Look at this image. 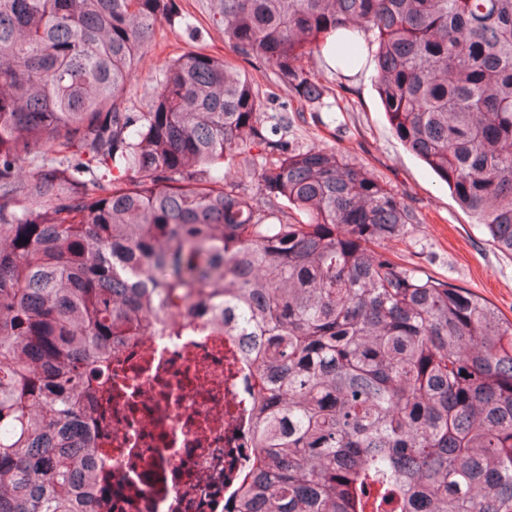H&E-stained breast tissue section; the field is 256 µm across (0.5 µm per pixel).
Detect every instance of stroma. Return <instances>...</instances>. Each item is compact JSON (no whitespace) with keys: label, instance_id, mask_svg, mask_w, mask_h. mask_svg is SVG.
Segmentation results:
<instances>
[{"label":"stroma","instance_id":"1","mask_svg":"<svg viewBox=\"0 0 512 512\" xmlns=\"http://www.w3.org/2000/svg\"><path fill=\"white\" fill-rule=\"evenodd\" d=\"M176 5L202 37L189 40L180 27L165 23L157 28L154 49L140 59L138 78L127 87L126 105L131 111H146L155 77L172 57L202 47L220 57L233 56L223 34L211 27L205 0H176ZM302 64L324 85L327 100H339L343 110L332 124L324 112L293 113L286 135L289 147L336 150L401 195L418 222L409 227L404 241L393 243V251L421 272L480 295L512 320V259L489 244L447 186L393 135L372 80L373 69L345 77L314 53Z\"/></svg>","mask_w":512,"mask_h":512}]
</instances>
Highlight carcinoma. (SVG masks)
Masks as SVG:
<instances>
[{
	"label": "carcinoma",
	"instance_id": "cac0c4a2",
	"mask_svg": "<svg viewBox=\"0 0 512 512\" xmlns=\"http://www.w3.org/2000/svg\"><path fill=\"white\" fill-rule=\"evenodd\" d=\"M207 9L281 111L204 50L128 110L157 27L187 24L175 0H0V512H90L79 399L163 310L254 336L264 466L224 512H512V320L395 259L419 223L397 192L281 138L333 108L305 55L375 44L393 133L512 258V0ZM240 63L255 75L264 91L270 90L278 94L279 98L277 99V102L287 101L290 98V93L284 87L279 85V80L273 67L265 65L260 69L257 68L256 70L246 63Z\"/></svg>",
	"mask_w": 512,
	"mask_h": 512
}]
</instances>
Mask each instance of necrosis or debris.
<instances>
[{"mask_svg":"<svg viewBox=\"0 0 512 512\" xmlns=\"http://www.w3.org/2000/svg\"><path fill=\"white\" fill-rule=\"evenodd\" d=\"M86 400L93 512H224L261 469L255 351L195 320L158 323L121 347Z\"/></svg>","mask_w":512,"mask_h":512,"instance_id":"4bbe7bcc","label":"necrosis or debris"}]
</instances>
